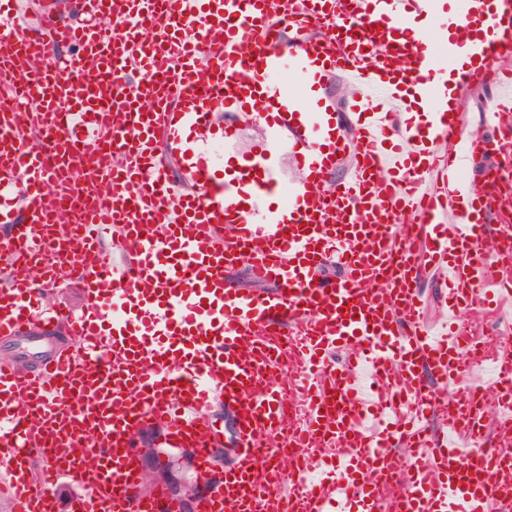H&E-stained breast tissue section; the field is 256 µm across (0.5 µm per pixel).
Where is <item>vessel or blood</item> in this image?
Masks as SVG:
<instances>
[{
    "label": "vessel or blood",
    "mask_w": 512,
    "mask_h": 512,
    "mask_svg": "<svg viewBox=\"0 0 512 512\" xmlns=\"http://www.w3.org/2000/svg\"><path fill=\"white\" fill-rule=\"evenodd\" d=\"M76 12L42 9L33 28L0 0V79L15 96L0 100V338L39 323L73 340L34 371L0 362V487L15 512H58L62 477L83 488L70 512H179L139 494L135 439L162 425L165 445L207 470L223 445L207 416L217 397L236 415L237 463L199 512H512V449L484 443L487 409L512 412V349L483 325L512 301V0L450 12L76 0ZM411 16L436 50L405 36ZM473 25L483 37L461 44ZM64 45L76 53L58 56ZM462 48L458 86L500 80L488 135L448 104ZM287 76L319 94L317 110L301 111ZM415 96L427 127L402 119ZM219 111L228 138L245 111L292 135L303 178L285 205L265 203L276 150L258 145L230 180L223 159L187 153ZM488 152L494 184L466 180ZM242 261L271 291L227 284ZM62 273L84 290L80 311L44 303ZM424 275L444 289L436 319Z\"/></svg>",
    "instance_id": "obj_1"
}]
</instances>
